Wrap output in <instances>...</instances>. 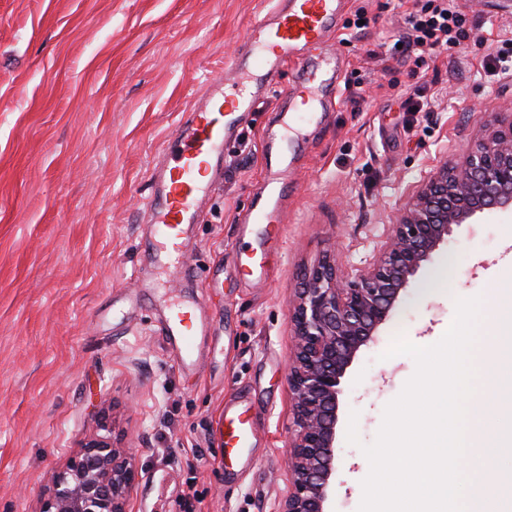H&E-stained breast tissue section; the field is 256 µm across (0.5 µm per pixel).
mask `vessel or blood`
<instances>
[{
	"mask_svg": "<svg viewBox=\"0 0 512 512\" xmlns=\"http://www.w3.org/2000/svg\"><path fill=\"white\" fill-rule=\"evenodd\" d=\"M341 4L342 0H275L274 7L248 30L242 50L230 63V78H218L208 85L186 118L178 121L173 146L155 157L147 213L155 236L166 248L163 261L172 279H183L189 273L180 260L182 247L213 185L224 174L225 145L237 137L280 67L302 51L323 48L339 26ZM317 78V73H306L300 92H284L289 102V131L326 111L325 101L317 94ZM284 189L282 180L270 181L265 203L252 209L247 223L269 222L272 206ZM209 329L210 320L199 309L174 304L161 333L175 344L179 365L191 370L201 361L200 346ZM255 430L253 418L245 413L224 417L225 452L249 447Z\"/></svg>",
	"mask_w": 512,
	"mask_h": 512,
	"instance_id": "vessel-or-blood-1",
	"label": "vessel or blood"
}]
</instances>
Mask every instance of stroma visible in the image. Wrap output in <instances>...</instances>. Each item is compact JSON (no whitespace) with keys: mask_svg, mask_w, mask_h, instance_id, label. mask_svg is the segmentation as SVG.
Masks as SVG:
<instances>
[{"mask_svg":"<svg viewBox=\"0 0 512 512\" xmlns=\"http://www.w3.org/2000/svg\"><path fill=\"white\" fill-rule=\"evenodd\" d=\"M399 0H344V28L326 51L342 81L336 109L302 129L285 167L263 148L282 124L278 98L245 129L252 152L224 148V180L193 228L190 281L169 280L145 242L149 168L189 101L225 73L251 22L272 0H0V512H39L52 473L97 430L140 466L128 512H276L290 476L288 310L303 273L334 254L349 270L377 256L409 195L455 165L512 113V75L488 80L482 59L512 40V10L467 0L480 39L440 58L437 70L384 69L347 45L365 14L361 44L392 46L403 32ZM432 85L425 112L403 108L408 87ZM288 194L274 229L240 219L268 180ZM512 214L456 227L419 271L377 340L349 368L340 397L330 512H358L371 443L385 405L415 371L411 357L380 355L396 335L428 346L458 297L491 299ZM260 250L270 262L253 283L227 260ZM198 303L212 320L197 372L178 367L160 332L168 304ZM248 410L252 447L224 459L221 417ZM358 411L360 445L348 444Z\"/></svg>","mask_w":512,"mask_h":512,"instance_id":"1","label":"stroma"}]
</instances>
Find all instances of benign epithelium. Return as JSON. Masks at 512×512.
Wrapping results in <instances>:
<instances>
[{"label": "benign epithelium", "instance_id": "benign-epithelium-1", "mask_svg": "<svg viewBox=\"0 0 512 512\" xmlns=\"http://www.w3.org/2000/svg\"><path fill=\"white\" fill-rule=\"evenodd\" d=\"M491 210L512 211V114L497 121L461 164L440 168L421 186L371 264L351 275L325 255L304 273L289 309L291 485L277 512H330L342 380L453 227ZM100 430L54 473L40 512H127L138 464L128 449L114 445L107 423Z\"/></svg>", "mask_w": 512, "mask_h": 512}]
</instances>
